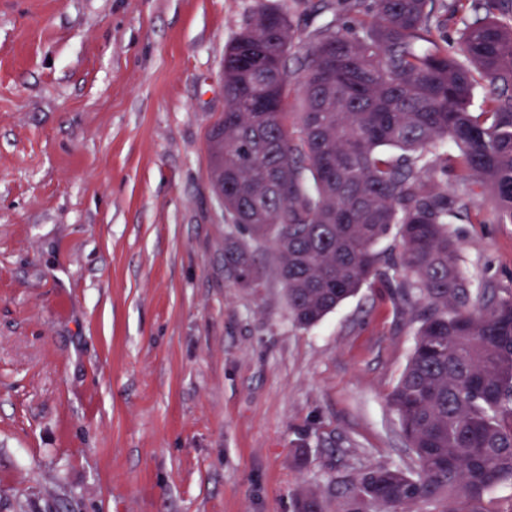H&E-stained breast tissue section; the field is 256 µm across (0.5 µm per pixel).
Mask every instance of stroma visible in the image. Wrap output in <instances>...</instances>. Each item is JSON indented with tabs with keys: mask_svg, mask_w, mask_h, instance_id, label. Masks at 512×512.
Returning <instances> with one entry per match:
<instances>
[{
	"mask_svg": "<svg viewBox=\"0 0 512 512\" xmlns=\"http://www.w3.org/2000/svg\"><path fill=\"white\" fill-rule=\"evenodd\" d=\"M259 0H0V512H341L337 483L413 456L388 403L419 324L360 288L297 325L270 250L209 172L224 51ZM293 14L288 110L308 35ZM479 287L512 294V224L451 226ZM224 266L237 284L243 288H261L264 270L257 263L254 252L237 239L224 243Z\"/></svg>",
	"mask_w": 512,
	"mask_h": 512,
	"instance_id": "1",
	"label": "stroma"
}]
</instances>
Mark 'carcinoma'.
<instances>
[{
  "mask_svg": "<svg viewBox=\"0 0 512 512\" xmlns=\"http://www.w3.org/2000/svg\"><path fill=\"white\" fill-rule=\"evenodd\" d=\"M354 2L367 19L309 36L295 129L291 13H253L224 53L211 182L231 223L273 245L298 325L371 280L411 301L419 328L389 403L415 467L359 472L344 482V512H471L461 504L512 486V296L471 287L448 224L461 212L512 224V0H453L466 14L454 45L430 23L435 0ZM450 170L459 191L443 180ZM394 228L399 262L384 268L375 246ZM224 266L244 288L263 284L237 239Z\"/></svg>",
  "mask_w": 512,
  "mask_h": 512,
  "instance_id": "cac0c4a2",
  "label": "carcinoma"
}]
</instances>
